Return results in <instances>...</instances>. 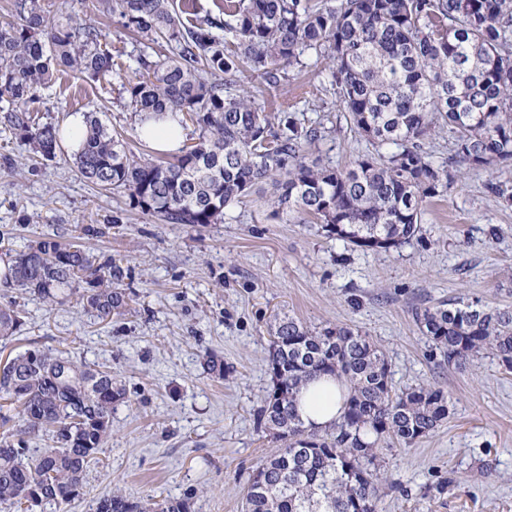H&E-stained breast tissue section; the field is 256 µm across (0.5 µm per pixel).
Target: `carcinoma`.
<instances>
[{
    "mask_svg": "<svg viewBox=\"0 0 512 512\" xmlns=\"http://www.w3.org/2000/svg\"><path fill=\"white\" fill-rule=\"evenodd\" d=\"M102 12L144 44L168 54L141 57L139 77L123 83L138 121L189 119L197 141L170 158L133 155L94 112L76 154L79 174L105 190L125 191L132 205L164 224L224 223V211L273 180L275 214L314 217L330 236L387 251L420 230L423 203L448 187V165L422 141L436 122L455 135V157L472 166L512 164V0H224V18L185 23L174 0H99ZM224 30L231 38H223ZM101 29L51 16L45 0H13L0 23V101L4 125L44 160L60 149V127L39 124L30 106L54 72L90 81L112 73ZM314 50L355 130L389 155L367 152L347 167L305 157L321 131L290 108L270 116L250 90L224 93L223 76L256 73L279 89L290 68ZM112 259L44 236L17 252L4 272L10 285L62 304L86 284L84 307L103 321L122 316L128 297ZM420 331L452 364L484 350L512 369V310L441 302L415 311ZM20 312L0 305V340L21 327ZM276 385L260 418L285 441L253 475L248 512H375L384 478L375 466L384 444L411 446L448 417V398L432 385L395 392L383 353L358 330L320 331L288 318L276 326L269 356ZM346 386L340 420L319 432L298 411L301 386L320 375ZM126 388L112 371L62 353L27 350L0 366V504L17 509L26 492L36 505L65 506L80 493L87 468L111 433L112 407ZM18 405L22 424L11 425ZM52 432L37 454L29 442ZM97 512H189L184 501L148 508L120 493Z\"/></svg>",
    "mask_w": 512,
    "mask_h": 512,
    "instance_id": "cac0c4a2",
    "label": "carcinoma"
}]
</instances>
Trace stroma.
Listing matches in <instances>:
<instances>
[{"label":"stroma","mask_w":512,"mask_h":512,"mask_svg":"<svg viewBox=\"0 0 512 512\" xmlns=\"http://www.w3.org/2000/svg\"><path fill=\"white\" fill-rule=\"evenodd\" d=\"M72 20L100 22L118 72L100 82L60 73L41 89L34 117L62 125L94 111L143 152L121 96L141 45L102 16L97 0H86ZM305 60L277 92L255 73L233 82L249 87L262 111L290 103L321 128L308 159L349 166L368 144L353 131L327 66L312 52ZM424 146L435 162H450L453 178L427 203L415 238L378 252L330 237L301 215L275 216L270 184L229 207L223 223L162 224L127 194L86 182L69 146L45 160L0 131V258L45 235L82 244L121 266L130 298L124 316L102 322L83 309L81 289L50 306L0 288V305L15 302L23 319L5 354L66 351L111 370L126 387L111 437L63 512H95L116 489L133 501L185 499L190 512H246L254 471L282 446L258 414L273 386L268 355L284 316L313 330H361L384 353L394 390L431 383L448 396L449 416L435 432L379 451L387 481L376 512H512V370L485 351L447 364L413 315L459 299L512 309V166L454 161L446 129ZM492 183L503 195L489 192ZM211 357L222 360L223 374L209 371Z\"/></svg>","instance_id":"obj_1"}]
</instances>
